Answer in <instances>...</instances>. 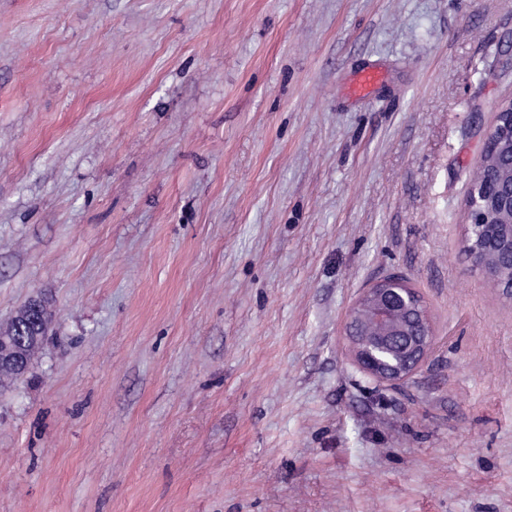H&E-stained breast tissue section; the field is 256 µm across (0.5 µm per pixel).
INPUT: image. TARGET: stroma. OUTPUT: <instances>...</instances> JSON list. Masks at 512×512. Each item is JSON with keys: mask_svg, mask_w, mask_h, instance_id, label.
Segmentation results:
<instances>
[{"mask_svg": "<svg viewBox=\"0 0 512 512\" xmlns=\"http://www.w3.org/2000/svg\"><path fill=\"white\" fill-rule=\"evenodd\" d=\"M372 65L364 98L349 84ZM512 0H0V512H512V297L463 253ZM404 276L385 387L348 312ZM382 80L380 71L373 67H364L354 76L350 85V93L354 97L368 96L372 89ZM368 299L373 301V312L378 321L387 320L393 307L400 303L402 310L410 311L419 318L415 334H410L404 329H395L390 334L387 341L400 356L386 344L381 350L373 348L354 333V318ZM346 335L351 343L355 361L362 371L388 383L403 381L415 374L429 353L435 336L429 310L422 296L404 278L395 275L378 281L362 293L350 311ZM384 353L402 359L396 364H391L384 360ZM37 311L30 309L29 302L23 305L16 315L0 327V340L17 343L20 363L1 360L0 388H3L23 376L31 363L39 356L43 340L51 330L55 315L49 300L43 298ZM33 336H40L35 339Z\"/></svg>", "mask_w": 512, "mask_h": 512, "instance_id": "obj_1", "label": "stroma"}]
</instances>
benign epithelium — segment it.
<instances>
[{
    "mask_svg": "<svg viewBox=\"0 0 512 512\" xmlns=\"http://www.w3.org/2000/svg\"><path fill=\"white\" fill-rule=\"evenodd\" d=\"M488 154L501 157L512 170V102L498 107L494 122L486 131L481 156ZM465 209L463 250L472 267L485 273L484 255L490 244L482 242L483 229L491 223V213L512 216V180L506 184L497 171H488L482 182L471 184ZM368 299L373 301V312L379 321L387 320L393 307L399 304L402 309L416 314V333L396 329L380 349L358 338L353 331V321ZM346 335L362 371L388 383L403 381L415 374L434 341L431 317L422 296L404 278L395 275L378 281L362 293L350 311Z\"/></svg>",
    "mask_w": 512,
    "mask_h": 512,
    "instance_id": "1",
    "label": "benign epithelium"
}]
</instances>
